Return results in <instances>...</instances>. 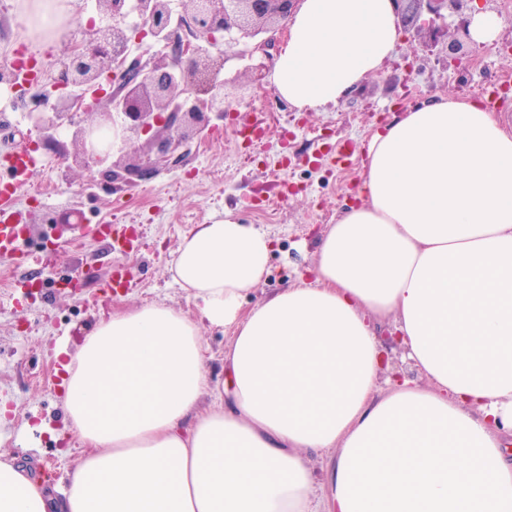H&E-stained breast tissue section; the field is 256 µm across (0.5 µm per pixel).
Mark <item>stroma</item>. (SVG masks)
<instances>
[{"label": "stroma", "instance_id": "35a3bbf8", "mask_svg": "<svg viewBox=\"0 0 512 512\" xmlns=\"http://www.w3.org/2000/svg\"><path fill=\"white\" fill-rule=\"evenodd\" d=\"M23 15L15 0H0V59L23 48L41 70L57 69L64 42L30 40L18 24ZM254 65L251 58L228 59L223 76L235 79L237 93L222 131L203 135L183 163L142 183L124 203L89 188L72 159L70 135L61 136L60 146H42L26 118L32 103L0 107V157L25 148L44 160L18 198L33 258L0 261V453L35 465L52 493H60L85 450L77 437L56 438L68 424L56 344L75 348L85 328L115 309L164 302L192 313L169 277V262L186 231L228 211L275 240L271 274L256 298L288 287L313 266L317 239L351 199L367 142L390 114L445 94L478 100L482 89L512 84V57L498 45L476 46L472 64L455 67L447 65L442 45L405 41L381 71L336 105L299 111L284 109L270 82H250ZM260 97L284 109L288 125L280 137L249 143L237 131L253 123L252 103ZM345 144L350 162L333 164L331 152ZM54 171L58 183L46 188ZM73 211L85 224L131 232L134 251L113 248L111 236L84 237L79 227L49 221ZM118 263L133 281L111 294L104 281Z\"/></svg>", "mask_w": 512, "mask_h": 512}]
</instances>
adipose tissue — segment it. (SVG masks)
Masks as SVG:
<instances>
[{"mask_svg": "<svg viewBox=\"0 0 512 512\" xmlns=\"http://www.w3.org/2000/svg\"><path fill=\"white\" fill-rule=\"evenodd\" d=\"M401 34L393 0H301L271 82L296 109L336 104ZM365 154L312 281L251 308L269 233L228 212L184 234L169 272L195 315L151 303L84 333L63 403L86 450L57 503L1 453L0 512H512V128L440 96ZM387 323L426 385L382 388ZM206 327L230 334L219 390Z\"/></svg>", "mask_w": 512, "mask_h": 512, "instance_id": "obj_1", "label": "adipose tissue"}]
</instances>
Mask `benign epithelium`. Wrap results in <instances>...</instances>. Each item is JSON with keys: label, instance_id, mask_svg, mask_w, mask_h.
Instances as JSON below:
<instances>
[{"label": "benign epithelium", "instance_id": "7a95c632", "mask_svg": "<svg viewBox=\"0 0 512 512\" xmlns=\"http://www.w3.org/2000/svg\"><path fill=\"white\" fill-rule=\"evenodd\" d=\"M487 9L494 0H395L405 32L419 37L435 28L445 13L474 10L473 2ZM300 0H182L191 38L173 39L168 30L170 0H137L143 17L140 27L124 22L129 0H99L102 18L109 24L83 30L68 43L61 67L50 76L57 90L77 89L83 96L75 112H30L28 119L43 134V146L58 145L54 133L73 128L75 162L95 182L102 177L109 190L126 193L165 169L182 162L191 144L204 131L224 119L226 89L234 82L218 78L228 56L210 53L205 45L253 47L271 59L277 34L297 10ZM430 18L421 20L422 14ZM151 36L167 44L177 41L170 54L148 61L129 59L127 47ZM448 65L467 58L464 45L446 39ZM111 91L107 107L100 109L102 81ZM44 102V86L37 80L20 90V99ZM147 139L138 142L140 136ZM112 166L96 167L107 158Z\"/></svg>", "mask_w": 512, "mask_h": 512}]
</instances>
